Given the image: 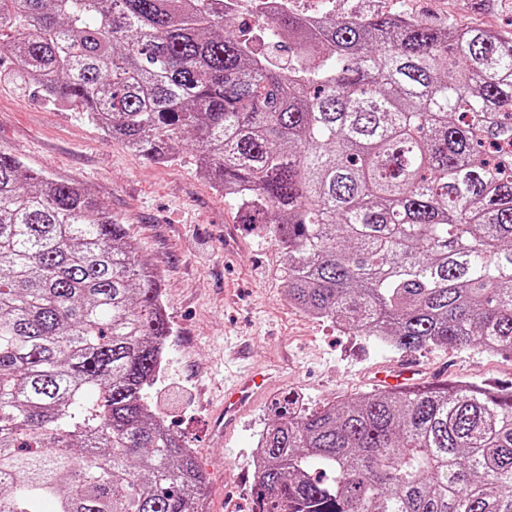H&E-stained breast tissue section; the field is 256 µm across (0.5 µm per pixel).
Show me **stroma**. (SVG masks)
<instances>
[{
    "instance_id": "obj_1",
    "label": "stroma",
    "mask_w": 512,
    "mask_h": 512,
    "mask_svg": "<svg viewBox=\"0 0 512 512\" xmlns=\"http://www.w3.org/2000/svg\"><path fill=\"white\" fill-rule=\"evenodd\" d=\"M472 12L462 0H294L300 11L336 15L403 10L429 22L483 25L512 37V0ZM0 151L32 170L90 189L128 224L161 277L172 332L153 407L192 448L206 478L207 512H251L254 450L275 398L299 395L303 410L374 391L378 369L416 362L418 383L444 378L512 389V353L477 348L393 352L288 299L284 255L258 226L242 223L194 166L188 149L156 163L105 137L85 116L62 112L0 83ZM273 381L230 432H220L224 386L240 368Z\"/></svg>"
}]
</instances>
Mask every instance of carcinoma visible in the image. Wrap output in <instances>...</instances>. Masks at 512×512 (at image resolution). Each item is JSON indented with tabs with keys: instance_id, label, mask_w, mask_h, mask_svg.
Returning a JSON list of instances; mask_svg holds the SVG:
<instances>
[{
	"instance_id": "obj_1",
	"label": "carcinoma",
	"mask_w": 512,
	"mask_h": 512,
	"mask_svg": "<svg viewBox=\"0 0 512 512\" xmlns=\"http://www.w3.org/2000/svg\"><path fill=\"white\" fill-rule=\"evenodd\" d=\"M0 0L19 86L201 172L274 237L299 310L397 352H512V40L401 12ZM160 276L80 185L0 152V512H204L152 414ZM274 413L255 512H512V390L372 391Z\"/></svg>"
}]
</instances>
